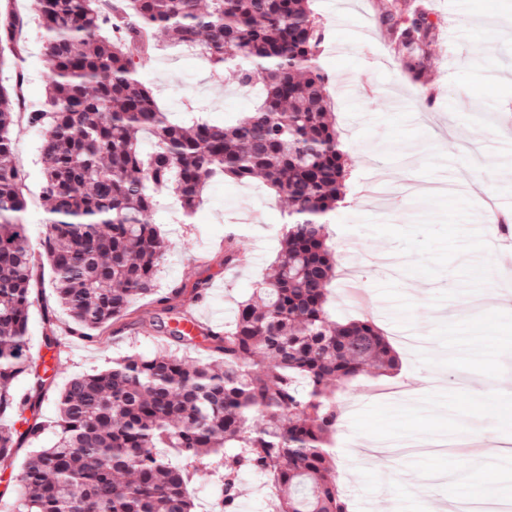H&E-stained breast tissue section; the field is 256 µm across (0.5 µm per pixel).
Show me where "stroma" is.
<instances>
[{"mask_svg":"<svg viewBox=\"0 0 512 512\" xmlns=\"http://www.w3.org/2000/svg\"><path fill=\"white\" fill-rule=\"evenodd\" d=\"M392 0H312L324 31L317 63L328 92L351 176L344 202L331 213L330 242L337 276L330 286L333 318L367 316L388 335L402 368L393 378L365 374L337 392L340 421L333 441L337 483L349 512H448L460 492L474 499L498 493L481 473L460 469L455 456L422 442L470 429L512 442V307L476 284L494 280L496 256L480 226L487 197L512 215V132L499 119L512 106V0H451L433 5L438 38L427 49V86H442L437 101L406 97L400 67L378 59L387 36L379 24ZM23 69L27 103L46 100L50 63L37 24L24 28L17 54L0 64V83ZM161 106L190 122L197 104L213 122L251 111L255 92L217 80L198 50L159 47L143 68ZM16 155L26 175L31 244L45 232L41 139L17 121ZM379 178L406 187L380 210L363 205ZM287 207L262 182L214 185L204 205L184 218L175 198L162 197L154 221L170 248L157 286L207 282L195 315L223 330L239 301L249 297L279 249ZM235 234L244 263L225 269L224 238ZM28 339L42 358L46 335L59 336L51 384L40 403L44 432L14 449L0 467V512H15L16 476L37 449L54 440L57 397L74 376L104 368L129 354L162 348L151 325L153 304L109 326L101 341L76 334L57 303L46 260H38ZM500 360L495 372L485 364Z\"/></svg>","mask_w":512,"mask_h":512,"instance_id":"1","label":"stroma"}]
</instances>
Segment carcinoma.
<instances>
[{"label": "carcinoma", "mask_w": 512, "mask_h": 512, "mask_svg": "<svg viewBox=\"0 0 512 512\" xmlns=\"http://www.w3.org/2000/svg\"><path fill=\"white\" fill-rule=\"evenodd\" d=\"M311 0H37L50 75L46 102L23 104L0 84V462L41 431L33 393L49 368L33 357L27 321L35 255L25 223V173L11 130L22 112L42 137L48 262L58 304L79 335L100 336L139 300L164 316L162 340L201 349L126 356L70 379L57 398L55 439L17 476V512H194L190 467L224 471L221 512H237L238 477L265 476L273 512H348L329 453L339 422L333 388L394 370L388 340L368 320L328 311L336 256L325 217L343 202L346 153L315 58L323 32ZM399 64L424 82L438 29L405 4L380 18ZM26 25L0 21V60ZM194 47L218 72L258 85L252 111L224 125L174 123L141 74L158 35ZM262 180L288 205L280 249L222 331L187 328L182 306L206 284L156 297L169 248L150 223L158 195L194 215L214 178ZM242 262L235 236L224 267ZM174 449L177 461L157 452Z\"/></svg>", "instance_id": "obj_1"}]
</instances>
